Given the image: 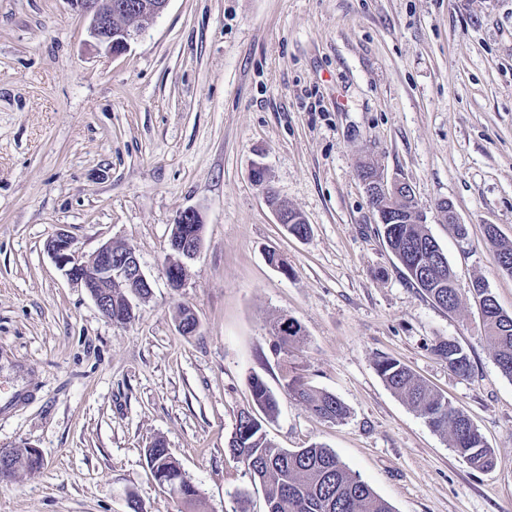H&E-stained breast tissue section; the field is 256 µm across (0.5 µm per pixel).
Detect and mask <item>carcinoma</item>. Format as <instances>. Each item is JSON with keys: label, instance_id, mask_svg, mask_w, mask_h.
<instances>
[{"label": "carcinoma", "instance_id": "1", "mask_svg": "<svg viewBox=\"0 0 512 512\" xmlns=\"http://www.w3.org/2000/svg\"><path fill=\"white\" fill-rule=\"evenodd\" d=\"M386 239L406 278L433 304L448 312L456 310L459 291L455 288L454 271L447 262L442 266L435 262L440 246L427 232L426 225L395 224L387 230ZM487 239L498 267L512 275V242L501 239L493 224L487 225ZM470 292L478 299L483 329L493 345L494 362L500 373L512 380V314L498 305L484 280L475 279ZM126 311L125 291L112 287L115 324L124 325ZM300 334L297 329L285 335L276 324L271 332L273 345L286 355L289 343L300 338ZM434 353L448 362V368L455 374H471L470 358L458 342H441L434 347ZM376 370L386 386L406 400L432 430L450 436L452 448L472 469L483 472L494 467L493 449L462 409L433 392L397 360L382 358L376 362ZM248 386L256 409L238 412L227 448L262 487L266 512H392L391 506L331 449L318 444L294 450L275 447L267 439L262 419L276 415L278 401L258 374L248 377ZM283 390L327 421L341 422L348 416L347 407L335 394L316 389L297 372L284 373ZM145 454L153 475H162L173 487L184 512H197L200 492L185 476L164 441L154 440Z\"/></svg>", "mask_w": 512, "mask_h": 512}]
</instances>
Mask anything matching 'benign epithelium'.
Listing matches in <instances>:
<instances>
[{
	"label": "benign epithelium",
	"mask_w": 512,
	"mask_h": 512,
	"mask_svg": "<svg viewBox=\"0 0 512 512\" xmlns=\"http://www.w3.org/2000/svg\"><path fill=\"white\" fill-rule=\"evenodd\" d=\"M82 16L89 19V36L95 43L113 55L125 53L130 41L138 33V28L130 25L113 27L120 16L153 18L165 9L168 0H69ZM366 192L376 204L380 223L397 224L399 219L390 214V210L378 205V200L389 196H403L406 208L403 212L417 216L414 190L402 179L384 180L380 174L371 177L361 176ZM201 223L199 213L193 209L183 211L174 224L171 237V252L178 255V264H168L166 273L171 284L184 282L179 268L184 261L192 260L200 252L202 237L189 234L186 225ZM46 251L64 272L68 279L82 285L94 299L98 309L107 318L112 319V283H121L127 288L126 303L133 308V301L147 298L151 292V283L142 271L136 249L127 244L108 241L102 244L89 259L84 260L76 254L73 238L64 231L58 232L46 243ZM21 469L15 457L8 450L0 451V480L12 478Z\"/></svg>",
	"instance_id": "obj_1"
}]
</instances>
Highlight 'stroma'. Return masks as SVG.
I'll use <instances>...</instances> for the list:
<instances>
[{
  "label": "stroma",
  "mask_w": 512,
  "mask_h": 512,
  "mask_svg": "<svg viewBox=\"0 0 512 512\" xmlns=\"http://www.w3.org/2000/svg\"><path fill=\"white\" fill-rule=\"evenodd\" d=\"M69 0H0V450L41 469L0 482V512H180L145 458L164 440L204 512L261 488L228 453L257 373L279 401V448L332 449L393 512H512V380L469 292L512 313V276L485 237L512 242V0H169L127 52L96 48ZM264 164L307 237L277 224L251 175ZM373 163L414 189L456 275L448 312L398 272L360 179ZM451 201L467 234L438 213ZM197 210L202 247L172 287V227ZM134 246L152 293L112 324L45 250ZM276 250L288 270L268 265ZM197 331L182 335L178 307ZM303 337L275 354L271 326ZM457 341L473 373L432 348ZM407 365L493 448L473 470L384 384ZM335 394L324 421L282 390V367Z\"/></svg>",
  "instance_id": "1"
}]
</instances>
